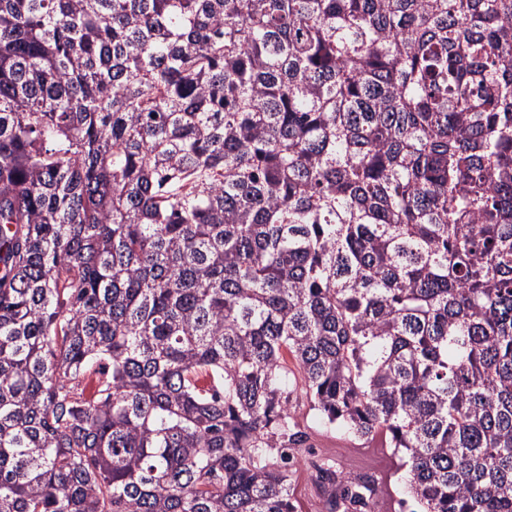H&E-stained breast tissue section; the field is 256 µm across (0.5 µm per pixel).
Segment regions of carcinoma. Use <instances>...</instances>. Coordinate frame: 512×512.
Segmentation results:
<instances>
[{"instance_id":"cac0c4a2","label":"carcinoma","mask_w":512,"mask_h":512,"mask_svg":"<svg viewBox=\"0 0 512 512\" xmlns=\"http://www.w3.org/2000/svg\"><path fill=\"white\" fill-rule=\"evenodd\" d=\"M297 382L512 512V0H0V512H295Z\"/></svg>"}]
</instances>
